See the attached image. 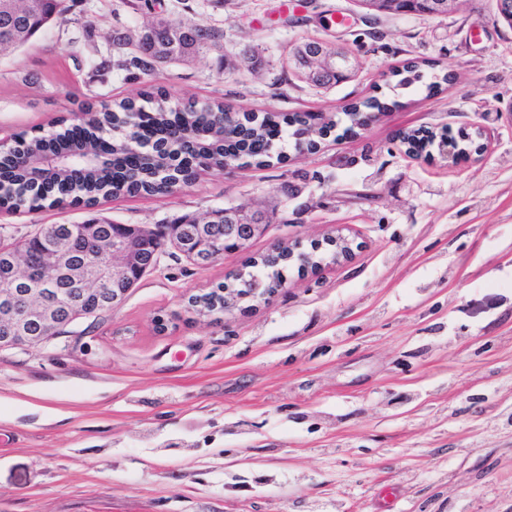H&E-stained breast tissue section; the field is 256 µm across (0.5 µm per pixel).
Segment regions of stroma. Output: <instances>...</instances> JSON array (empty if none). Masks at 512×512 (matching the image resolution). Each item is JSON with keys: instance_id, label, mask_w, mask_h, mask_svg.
Masks as SVG:
<instances>
[{"instance_id": "35a3bbf8", "label": "stroma", "mask_w": 512, "mask_h": 512, "mask_svg": "<svg viewBox=\"0 0 512 512\" xmlns=\"http://www.w3.org/2000/svg\"><path fill=\"white\" fill-rule=\"evenodd\" d=\"M493 0L367 18L355 0H72L65 22L0 55V143L163 90L334 123L315 150L241 160L168 196L0 211V239L101 213L145 229L235 207L263 231L206 268L179 255L112 312L0 350V512H512V27ZM158 17L220 33L149 74L115 34ZM308 39L349 51L320 87L284 62ZM414 63L418 77L397 76ZM386 102L363 130L345 104ZM431 132L466 149L407 155ZM340 238L348 257L329 246ZM318 244L262 302L221 319L188 300L272 249Z\"/></svg>"}]
</instances>
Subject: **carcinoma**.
Listing matches in <instances>:
<instances>
[{
    "instance_id": "carcinoma-1",
    "label": "carcinoma",
    "mask_w": 512,
    "mask_h": 512,
    "mask_svg": "<svg viewBox=\"0 0 512 512\" xmlns=\"http://www.w3.org/2000/svg\"><path fill=\"white\" fill-rule=\"evenodd\" d=\"M70 10L68 0H43L39 29L63 17ZM179 33L173 32V26ZM27 28L25 35L12 44L19 48L37 34L28 29V18L18 16L5 19L0 16V39L14 27ZM220 34L198 24L154 21L141 31L135 52L119 60L126 70L136 69L146 74L156 65L173 63L197 56L216 47ZM385 109V104L370 98L361 104L343 108L351 125L363 126L368 113ZM82 124L71 125L51 136L18 134L14 145L0 152V206L37 210L45 205H59L69 200L88 207L98 197L120 194L164 195L184 176L193 172L190 164L203 161L214 170L232 167L247 158L258 165L271 164L272 139L280 130V123L272 114L262 117L250 112H227L217 102L199 106L187 103L181 107L165 106L163 99L146 97V104L132 100L98 109L87 107ZM297 128L291 133L295 147L314 145L312 136L323 134L332 123L320 121L315 114H304L294 119ZM76 153V157L59 167L49 177L31 179L17 162L20 154L41 155L59 149ZM203 225L211 240V248L192 253L186 245L197 225ZM47 234L52 239L71 242L72 258L81 264L86 259L88 246L80 236L77 224H48ZM174 245L190 264L206 268L227 248L224 239V210H213L202 217L185 218L172 234H158L154 241L140 251L141 269L149 267L153 255ZM47 242L38 237L26 247L22 279L14 282L16 288H55L57 277L48 260ZM288 266V250L268 254L242 274L247 288H275L282 281V270Z\"/></svg>"
}]
</instances>
